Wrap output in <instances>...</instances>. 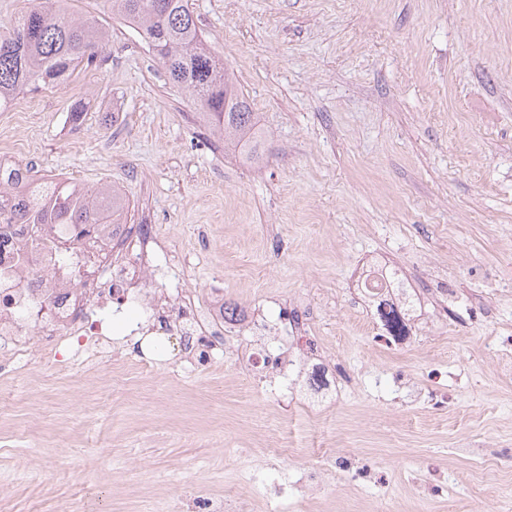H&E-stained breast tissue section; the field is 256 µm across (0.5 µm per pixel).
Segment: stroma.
<instances>
[{
	"label": "stroma",
	"instance_id": "obj_1",
	"mask_svg": "<svg viewBox=\"0 0 512 512\" xmlns=\"http://www.w3.org/2000/svg\"><path fill=\"white\" fill-rule=\"evenodd\" d=\"M65 9L109 29L104 59L0 112V151L36 176L110 184L127 224H152L189 287L276 321L307 301L306 330L336 358L325 412L254 389L216 355L194 366L174 336L131 335L136 306L106 316L125 360L106 377L21 361L0 369L25 409L0 417V512H158L245 492L253 512H512V0H188L264 134L228 150L109 0ZM84 104L81 123L70 111ZM402 269L446 322L389 348L352 309L362 263ZM448 393L447 405L435 404ZM72 449L59 466L55 451Z\"/></svg>",
	"mask_w": 512,
	"mask_h": 512
}]
</instances>
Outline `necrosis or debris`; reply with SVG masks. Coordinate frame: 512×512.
Listing matches in <instances>:
<instances>
[{
    "label": "necrosis or debris",
    "mask_w": 512,
    "mask_h": 512,
    "mask_svg": "<svg viewBox=\"0 0 512 512\" xmlns=\"http://www.w3.org/2000/svg\"><path fill=\"white\" fill-rule=\"evenodd\" d=\"M159 251L150 224H94L80 234L67 224H12L0 212V362L56 359L73 340L107 336L104 309L117 313L134 304L145 315L136 331L180 334L189 362L211 359L220 349L225 359L258 376L273 357L280 372L298 369L311 397L330 404L336 389L332 362L299 356L289 347L286 331L302 326L301 314H281L275 329L255 309L228 307L220 288L196 308L177 264L160 260ZM350 295L380 337L395 346H406L433 318L377 257L362 265ZM392 308L405 322L399 336L383 318Z\"/></svg>",
    "instance_id": "1"
}]
</instances>
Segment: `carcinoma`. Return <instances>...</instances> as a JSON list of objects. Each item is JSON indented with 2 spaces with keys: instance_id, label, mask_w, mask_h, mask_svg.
I'll return each mask as SVG.
<instances>
[{
  "instance_id": "cac0c4a2",
  "label": "carcinoma",
  "mask_w": 512,
  "mask_h": 512,
  "mask_svg": "<svg viewBox=\"0 0 512 512\" xmlns=\"http://www.w3.org/2000/svg\"><path fill=\"white\" fill-rule=\"evenodd\" d=\"M112 15L141 29L169 80L200 106L201 115L224 145L253 146L261 138L248 100L239 93L224 62L203 45L202 32L187 0H111ZM108 30L60 7L35 5L0 34V111L25 92L63 83L86 59L106 49ZM28 170L0 173V188L12 191L20 224H104L118 222L128 207L110 185L89 191L76 183L50 181L46 196L28 190Z\"/></svg>"
}]
</instances>
